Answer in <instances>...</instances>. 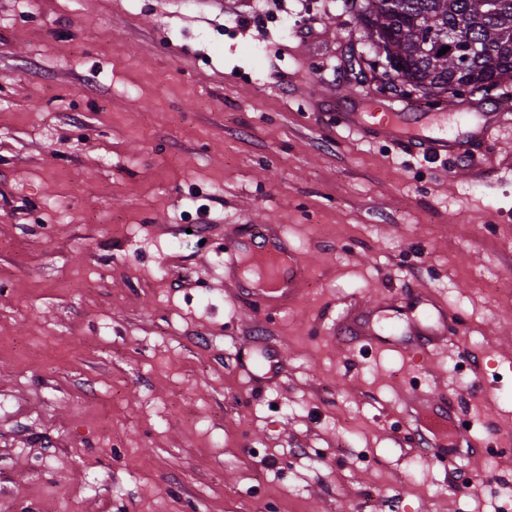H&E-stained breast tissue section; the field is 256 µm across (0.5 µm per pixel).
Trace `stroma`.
Segmentation results:
<instances>
[{"mask_svg":"<svg viewBox=\"0 0 512 512\" xmlns=\"http://www.w3.org/2000/svg\"><path fill=\"white\" fill-rule=\"evenodd\" d=\"M363 3L0 0V512H512V122L465 163L337 125L427 109ZM243 224L287 312L224 273ZM428 297L429 355L338 330ZM448 406L461 464L412 433ZM258 258L263 263L270 285L283 284L277 302L263 306L267 311H280L288 304L298 281L304 276L305 266L300 256L288 250V241L280 226L273 224H244L232 247H224V268L230 273L248 258Z\"/></svg>","mask_w":512,"mask_h":512,"instance_id":"1","label":"stroma"}]
</instances>
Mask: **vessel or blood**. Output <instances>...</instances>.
<instances>
[{
  "label": "vessel or blood",
  "instance_id": "obj_1",
  "mask_svg": "<svg viewBox=\"0 0 512 512\" xmlns=\"http://www.w3.org/2000/svg\"><path fill=\"white\" fill-rule=\"evenodd\" d=\"M510 113L512 105L506 103L496 110L484 108L460 113L458 120L450 123L444 119L428 120L423 112L406 108L399 110L353 98L348 105L338 108L336 116L340 124L350 130L370 134L393 145L408 146L423 155L438 157L458 155L473 141L489 139ZM253 257L262 262L269 284L278 285L279 295L270 308L281 310L293 296L298 281L305 273L300 256L289 250L287 238L279 226L245 224L241 226L234 245L224 249V268L233 271ZM437 315L435 327L424 328L415 321L407 324L402 338L391 341L379 337L372 327L354 322L343 325L342 331L374 348L388 345L402 352L412 347L425 351L446 332V310L438 309Z\"/></svg>",
  "mask_w": 512,
  "mask_h": 512
}]
</instances>
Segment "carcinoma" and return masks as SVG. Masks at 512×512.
Masks as SVG:
<instances>
[{"label": "carcinoma", "instance_id": "obj_1", "mask_svg": "<svg viewBox=\"0 0 512 512\" xmlns=\"http://www.w3.org/2000/svg\"><path fill=\"white\" fill-rule=\"evenodd\" d=\"M399 0L398 10L388 0H364L357 24L384 74L421 88V97L459 85L485 93H512V0ZM429 30L450 40L476 44L483 53L462 59L451 51L444 55L419 37Z\"/></svg>", "mask_w": 512, "mask_h": 512}]
</instances>
